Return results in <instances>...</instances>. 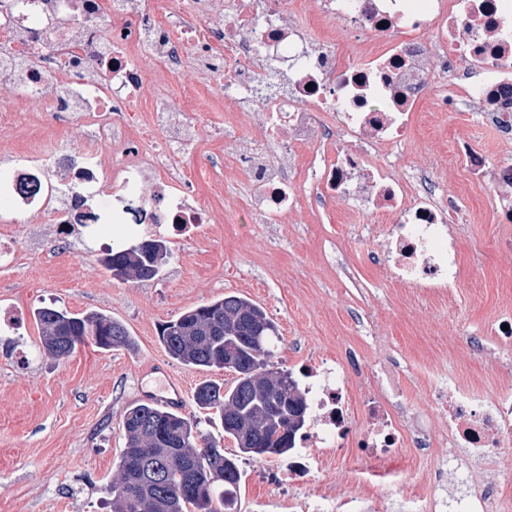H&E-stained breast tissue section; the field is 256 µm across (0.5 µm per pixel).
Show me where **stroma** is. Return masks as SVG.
Listing matches in <instances>:
<instances>
[{"mask_svg": "<svg viewBox=\"0 0 512 512\" xmlns=\"http://www.w3.org/2000/svg\"><path fill=\"white\" fill-rule=\"evenodd\" d=\"M146 75L143 98L165 92L181 99L195 81L207 82L213 108L192 115V144L172 150L167 160L181 167L198 199L219 216L192 238L171 243L172 256L158 279H113L100 263L113 243H135L123 224H99L62 241L47 216L30 213L18 223H0L21 247L12 263L0 264V512H106L104 488L115 477L125 439L122 419L136 401L147 364L166 363L188 392L204 382L231 385L227 370H203L170 358L160 343L162 325L183 311L236 293L262 305L276 323L278 366L299 370L311 352L341 355L359 351L362 374L352 376L353 394L372 386L373 364L394 359L404 379L410 408L431 406L428 377L452 373L485 391L512 378V352L487 359L467 337L482 336L495 316L512 314V253L499 251L491 183L467 182L457 153L459 141L482 148L491 165L512 161L493 133L471 112L415 113V144L396 148L390 160L412 176L433 168L440 197L460 201L457 229L466 275L453 301L427 303L392 281L371 256L385 235L381 218L356 202L320 200L319 177L325 143L294 151L293 210L270 223L251 206V176L245 161L282 153L256 117L225 98L219 80L208 77L209 60L189 58L180 77L157 73L139 57ZM12 107V123L0 126V171L25 152L89 146L87 130L36 105L1 94ZM55 305L75 312L97 311L120 320L133 346L104 350L93 342L65 358L44 355L33 313ZM335 462L313 473L314 486L347 496L361 494L365 478L350 441L340 443ZM445 448L409 449L406 471L377 489L389 508L406 492L428 487ZM288 460L243 457L237 512H257L264 499L281 495Z\"/></svg>", "mask_w": 512, "mask_h": 512, "instance_id": "stroma-1", "label": "stroma"}]
</instances>
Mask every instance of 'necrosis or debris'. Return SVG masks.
Here are the masks:
<instances>
[{"label":"necrosis or debris","instance_id":"necrosis-or-debris-1","mask_svg":"<svg viewBox=\"0 0 512 512\" xmlns=\"http://www.w3.org/2000/svg\"><path fill=\"white\" fill-rule=\"evenodd\" d=\"M321 20L341 22L339 30L312 36L289 9L288 0H224L212 26L198 16L212 0H0V62L19 60L21 70L5 73L20 95L87 128L95 150L59 148L29 154L0 174V199L13 214L41 212L59 233L70 225L98 223L92 209L100 173L114 172L123 195L113 223L165 224L186 239L214 221L212 209L190 188L160 177L150 194H127L149 171L162 169L159 154L144 150L151 130L175 126L179 146L193 140L187 113L201 111L207 94L198 86L186 101H152V129L125 112L141 90L145 74L133 58L151 51L161 73L185 68L187 47L218 62L224 93L247 92L276 132L290 144L309 145L321 130V112H331L340 136L320 176L321 195L352 198L370 214L387 217L385 239L373 255L376 266L431 302L455 298L462 285L464 256L453 223L456 198L438 197L432 178L396 175L390 151L412 141L411 114L433 78L449 79L448 92L434 102L440 112H473L502 146H512V0H315ZM343 43L357 46L362 63L340 54ZM287 70L285 90L269 91L272 69ZM59 86L48 97L45 85ZM463 171L490 180L497 192V220L512 223V165L491 168L486 153L470 142L458 144ZM253 206L274 222L292 209L288 173L266 161L255 163ZM361 367L357 352L344 357L314 354L304 363L311 424L288 459V512H376L373 486L358 497L310 489V477L348 434L357 457L374 476L401 472L406 444L466 448L482 458L512 460V387L486 393L449 378L448 393L429 411L406 414L394 365L374 367L376 388L359 402L362 422L351 429L349 376ZM448 423L437 437V420ZM448 474L435 472L433 491L406 495L402 512H512V484L474 489L447 503L438 495Z\"/></svg>","mask_w":512,"mask_h":512}]
</instances>
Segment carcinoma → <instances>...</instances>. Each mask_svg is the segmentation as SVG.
<instances>
[{"instance_id":"1","label":"carcinoma","mask_w":512,"mask_h":512,"mask_svg":"<svg viewBox=\"0 0 512 512\" xmlns=\"http://www.w3.org/2000/svg\"><path fill=\"white\" fill-rule=\"evenodd\" d=\"M143 244L144 250H110L103 267L115 279H156L171 253L161 236ZM34 316L44 353L52 358L70 355L88 339L102 349L132 345L127 328L100 312L41 307ZM276 336L265 309L234 293L183 312L160 332L172 359L236 374L228 388L201 384L194 399L199 408L220 417L224 436L241 454H288L308 419L300 381L273 362ZM122 429L125 447L118 473L105 489L112 512H235L238 459L196 421L140 402L126 410Z\"/></svg>"}]
</instances>
